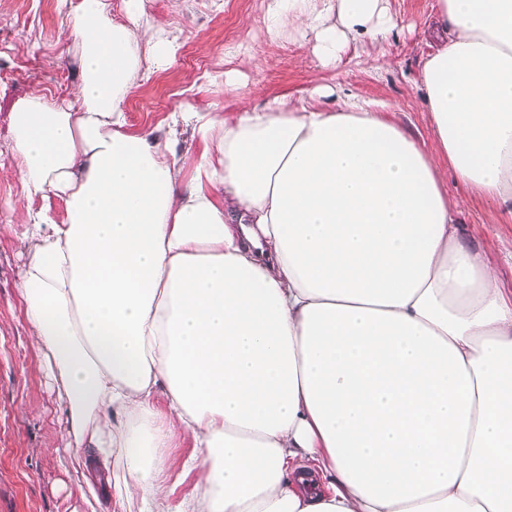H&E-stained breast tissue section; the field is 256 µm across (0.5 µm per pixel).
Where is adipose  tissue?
Returning a JSON list of instances; mask_svg holds the SVG:
<instances>
[{
	"mask_svg": "<svg viewBox=\"0 0 512 512\" xmlns=\"http://www.w3.org/2000/svg\"><path fill=\"white\" fill-rule=\"evenodd\" d=\"M322 66L387 40L389 0H264ZM81 0L71 99L17 100L0 156L21 300L76 447L140 512H512V295L463 200L512 213V0H436L417 84L437 150L388 105L324 87L183 111L203 149L132 133V89L174 59L145 0ZM193 167L194 181L182 172ZM64 198V221L33 201ZM182 437L201 492L169 507ZM21 198V179L15 162L0 156V220L6 222Z\"/></svg>",
	"mask_w": 512,
	"mask_h": 512,
	"instance_id": "ef3b65f1",
	"label": "adipose tissue"
}]
</instances>
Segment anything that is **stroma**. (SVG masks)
<instances>
[{
  "label": "stroma",
  "instance_id": "35a3bbf8",
  "mask_svg": "<svg viewBox=\"0 0 512 512\" xmlns=\"http://www.w3.org/2000/svg\"><path fill=\"white\" fill-rule=\"evenodd\" d=\"M80 0H0V143L10 137L14 102L40 90L70 97L78 82L74 37L67 14ZM264 0H146L150 18L180 34L170 66L136 86L126 102L128 128L153 129L184 101L228 112L241 99L263 105L272 97L297 101L315 86L342 87L388 104L399 122L435 151L430 120L415 86L423 61L438 46L434 0H391L399 24L386 41L346 47L336 67L312 59L313 38L270 35L262 23ZM243 42L249 52L228 55ZM467 232L498 261L501 286L512 290V214L492 200L473 198L461 215ZM27 262L16 236L0 231V512H138V500L117 507L103 494L106 475L79 477L75 445L57 389L47 377L43 351L25 321L21 302ZM190 440L170 451L165 471L169 502L196 490L182 464ZM100 489L91 498L89 486Z\"/></svg>",
  "mask_w": 512,
  "mask_h": 512
}]
</instances>
